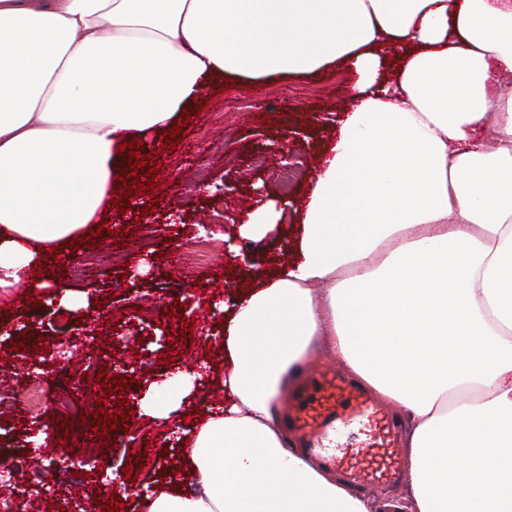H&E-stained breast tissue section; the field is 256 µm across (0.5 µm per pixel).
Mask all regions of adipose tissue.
Here are the masks:
<instances>
[{
    "mask_svg": "<svg viewBox=\"0 0 512 512\" xmlns=\"http://www.w3.org/2000/svg\"><path fill=\"white\" fill-rule=\"evenodd\" d=\"M340 65L353 109L292 261L224 323V404L143 512H379L300 452L282 405L329 353L407 424L391 512H512V0H0V289L89 235L118 146L209 80ZM151 385L167 419L190 393Z\"/></svg>",
    "mask_w": 512,
    "mask_h": 512,
    "instance_id": "obj_1",
    "label": "adipose tissue"
}]
</instances>
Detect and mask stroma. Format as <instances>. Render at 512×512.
<instances>
[{
	"mask_svg": "<svg viewBox=\"0 0 512 512\" xmlns=\"http://www.w3.org/2000/svg\"><path fill=\"white\" fill-rule=\"evenodd\" d=\"M347 80L336 67L309 77L274 75L256 88L218 79L205 95L207 108L188 105L193 120L186 125V136L160 158L161 200L149 194L141 198L152 213L109 211L117 236L75 250L74 261L83 265L81 279L60 273L62 286L94 294L96 305L82 313L67 311L50 292L29 308L0 313V382L8 384L17 400L0 414V456L31 454L54 480L60 469L86 455L87 476L72 491L101 510L111 494L122 497L128 484L151 487L161 483L166 469H187V462L176 457L193 431L187 416L205 415L224 402L221 314L215 304L233 305L250 275L285 260L299 223L297 206L319 174L329 138L351 107ZM288 162L297 166L299 177L288 193L295 206L288 209L280 232L259 241L241 238L235 227L242 213L285 194L280 173ZM184 194L193 197L191 207L181 205ZM132 270L138 281L129 279ZM177 300L184 305L181 317L151 316V309ZM185 322L194 326L191 345L183 346L175 364L161 363V356L182 346L179 331ZM61 336L79 339L67 356L70 371L80 377L75 397L83 409L81 426L62 427L52 402L37 411L25 402L29 386L39 383L52 392L53 380L38 381L37 374L44 359L55 357ZM107 338L112 341L108 348L103 345ZM141 360L148 361V368H138ZM203 364L209 383L196 385L168 424L143 415L144 382L169 381ZM102 368L131 383L121 393L131 421L105 436L96 432L93 417L101 389L95 377ZM66 435L73 449L63 445ZM131 457L140 464L129 479L123 468ZM0 495L14 497L18 512H61L64 504L62 497L25 485L20 477L1 485ZM121 506V512H140L138 503L123 497Z\"/></svg>",
	"mask_w": 512,
	"mask_h": 512,
	"instance_id": "obj_1",
	"label": "stroma"
}]
</instances>
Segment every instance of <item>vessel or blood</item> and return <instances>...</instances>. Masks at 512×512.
<instances>
[{"label": "vessel or blood", "mask_w": 512, "mask_h": 512, "mask_svg": "<svg viewBox=\"0 0 512 512\" xmlns=\"http://www.w3.org/2000/svg\"><path fill=\"white\" fill-rule=\"evenodd\" d=\"M288 418L309 449L335 437L325 461L342 470L352 487L401 477L405 461L394 427L357 382L337 378L330 370L312 373L307 392L291 406Z\"/></svg>", "instance_id": "b4317fda"}]
</instances>
